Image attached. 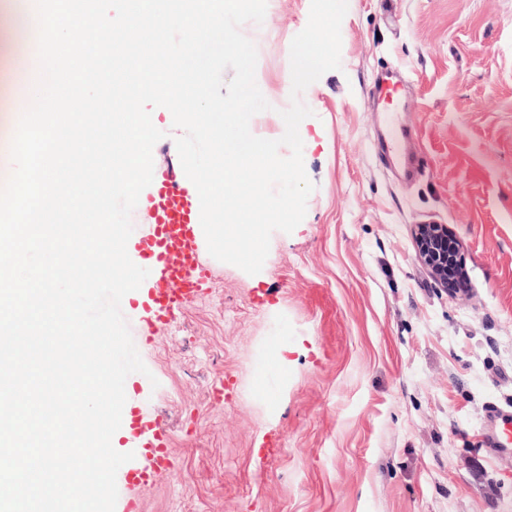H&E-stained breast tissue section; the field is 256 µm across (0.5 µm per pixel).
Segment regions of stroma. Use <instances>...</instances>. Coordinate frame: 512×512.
<instances>
[{"label":"stroma","mask_w":512,"mask_h":512,"mask_svg":"<svg viewBox=\"0 0 512 512\" xmlns=\"http://www.w3.org/2000/svg\"><path fill=\"white\" fill-rule=\"evenodd\" d=\"M310 4L267 0L241 27L270 105L259 137L282 134ZM341 40L340 69L300 96L304 219L255 275L201 250L198 296L139 350L173 452L140 512H512V456L479 439L488 401L512 404V0H348ZM386 66L408 85L372 97ZM396 109L410 183L378 160ZM150 115L154 174L180 172L170 111ZM429 223L462 244L460 292L416 257Z\"/></svg>","instance_id":"1"}]
</instances>
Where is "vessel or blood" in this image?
<instances>
[{
	"label": "vessel or blood",
	"mask_w": 512,
	"mask_h": 512,
	"mask_svg": "<svg viewBox=\"0 0 512 512\" xmlns=\"http://www.w3.org/2000/svg\"><path fill=\"white\" fill-rule=\"evenodd\" d=\"M411 136L409 127L390 121L380 133L381 160L396 159L401 176L407 181L420 173L416 157L405 149ZM143 207L151 222L134 248L149 275L134 296L131 308L148 326L154 327L189 303L202 285L203 267L196 250L200 211L188 188L167 176L154 180L144 196ZM126 430L137 453L149 461L145 467L128 465L124 472L126 484L137 487L148 482L155 472L171 466V440L159 422L146 421L135 406L127 412ZM482 443L497 452L512 450V408L488 404Z\"/></svg>",
	"instance_id": "b4317fda"
}]
</instances>
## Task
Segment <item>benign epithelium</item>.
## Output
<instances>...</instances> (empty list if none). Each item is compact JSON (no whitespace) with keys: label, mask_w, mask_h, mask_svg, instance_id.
I'll return each instance as SVG.
<instances>
[{"label":"benign epithelium","mask_w":512,"mask_h":512,"mask_svg":"<svg viewBox=\"0 0 512 512\" xmlns=\"http://www.w3.org/2000/svg\"><path fill=\"white\" fill-rule=\"evenodd\" d=\"M417 257L430 274L450 288L460 286L453 254L459 249L458 241L448 237L443 224H418L414 230Z\"/></svg>","instance_id":"7a95c632"}]
</instances>
